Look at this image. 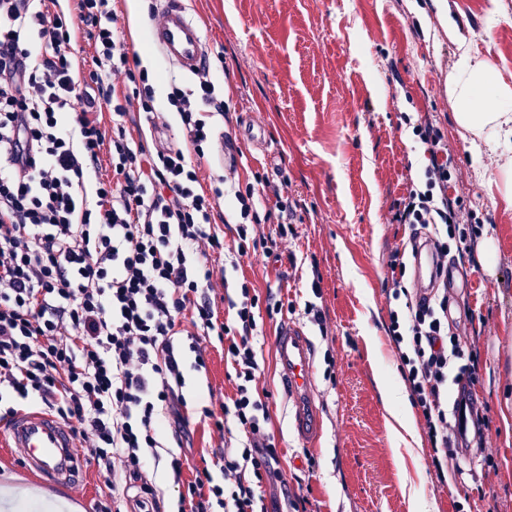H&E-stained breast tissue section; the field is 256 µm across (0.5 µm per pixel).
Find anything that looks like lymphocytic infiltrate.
<instances>
[{"mask_svg": "<svg viewBox=\"0 0 512 512\" xmlns=\"http://www.w3.org/2000/svg\"><path fill=\"white\" fill-rule=\"evenodd\" d=\"M57 2L0 0V389L14 398L5 414L39 403L70 426L89 460L118 480L141 481L146 502L155 503L153 487L141 480L146 451L165 431L182 443L190 425L186 366L175 340L188 336L201 367L203 342L217 339L235 371V394L221 410L203 408L201 417L224 439L223 481L214 483L209 469L196 471L181 499L190 512H258L257 488L283 473L256 384L257 320L282 314L283 303L244 282L228 300L232 322L220 321L212 295L228 279L209 256L224 250L214 227L224 197L235 201L234 269L257 240L259 205L273 202L284 241L296 234L293 207L268 177L244 184L233 166L210 191H198L191 159L204 157L211 137L203 113L224 109L208 78L190 90L172 86L167 96L192 153L153 152L136 142L127 120L153 116V90L114 35L112 0H76L70 12ZM33 33L41 39L36 53L28 47ZM78 36L95 48L92 64L73 53ZM105 110L112 113L108 130L98 118ZM413 133L427 145L430 163L395 219L429 230L444 270L474 255L477 236L463 226V197L448 192L441 132L419 123ZM105 148L112 176L99 182L89 208L79 192ZM387 266L389 297L404 303L390 309L388 334L425 420L429 465L443 481L449 458L482 447L489 423L475 393L478 352L448 332L447 288L427 296L410 290L401 251Z\"/></svg>", "mask_w": 512, "mask_h": 512, "instance_id": "lymphocytic-infiltrate-1", "label": "lymphocytic infiltrate"}]
</instances>
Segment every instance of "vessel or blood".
Returning <instances> with one entry per match:
<instances>
[{
    "instance_id": "vessel-or-blood-1",
    "label": "vessel or blood",
    "mask_w": 512,
    "mask_h": 512,
    "mask_svg": "<svg viewBox=\"0 0 512 512\" xmlns=\"http://www.w3.org/2000/svg\"><path fill=\"white\" fill-rule=\"evenodd\" d=\"M157 23L149 39L161 57L180 73L202 76L210 52L184 0H156ZM275 353L288 404V422L303 443L320 437L323 419L313 395L315 347L296 324H288L275 338ZM24 469L46 486L64 488L79 472L69 429L52 416L32 412L17 417L7 428Z\"/></svg>"
}]
</instances>
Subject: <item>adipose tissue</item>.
<instances>
[{
  "mask_svg": "<svg viewBox=\"0 0 512 512\" xmlns=\"http://www.w3.org/2000/svg\"><path fill=\"white\" fill-rule=\"evenodd\" d=\"M488 61L462 58L448 80V95L457 106V123L476 136L497 131L512 135V114L500 103L512 99V86L492 81Z\"/></svg>",
  "mask_w": 512,
  "mask_h": 512,
  "instance_id": "adipose-tissue-1",
  "label": "adipose tissue"
}]
</instances>
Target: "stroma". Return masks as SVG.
Here are the masks:
<instances>
[{
	"label": "stroma",
	"mask_w": 512,
	"mask_h": 512,
	"mask_svg": "<svg viewBox=\"0 0 512 512\" xmlns=\"http://www.w3.org/2000/svg\"><path fill=\"white\" fill-rule=\"evenodd\" d=\"M211 45L208 77L223 93L227 112L207 122L237 143L241 182L254 174L283 183L295 210L296 236L282 243L293 261L269 255L266 241L277 223L259 228L264 244L249 250L238 268L258 294L278 291L294 312L262 318L257 381L269 392L270 430L281 450L280 467L299 489L306 512H512V203L505 200L501 164L512 139L496 148H473L448 96V79L463 55L490 61L493 78L512 85V0H186ZM132 18L130 0H114V32L155 76L154 107L173 140L179 122L168 115L166 94L175 71L147 45L149 10ZM262 126L267 150L240 139L243 120ZM429 121L448 144L452 192L477 217L479 244L494 242L491 265L470 262L448 293L452 332L480 351L475 386L490 426L484 449L458 454V474L439 482L427 466L429 444L422 414H415L418 443L399 458L388 425L382 384L402 379L387 332L388 256L410 253L413 232L395 223L396 205L429 162L411 125ZM321 276L318 305L325 328L310 322L305 303ZM301 326L313 341L315 398L323 434L302 446L288 427L274 349L283 322ZM206 364L186 380L193 415L188 447L163 439L158 462L146 468L161 512H178L179 491L169 462L181 457L184 478L209 466L223 441L196 422L203 406L235 393V372L219 343L205 347ZM15 449L0 427V501L53 504L60 512H133L138 482L113 489L101 469L85 464L64 494L40 487L15 468Z\"/></svg>",
	"instance_id": "stroma-1"
}]
</instances>
